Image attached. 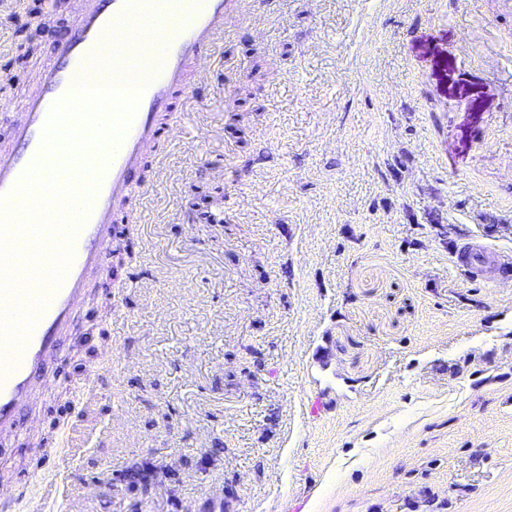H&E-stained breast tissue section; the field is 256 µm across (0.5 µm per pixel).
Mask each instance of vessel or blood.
Segmentation results:
<instances>
[{
    "label": "vessel or blood",
    "mask_w": 512,
    "mask_h": 512,
    "mask_svg": "<svg viewBox=\"0 0 512 512\" xmlns=\"http://www.w3.org/2000/svg\"><path fill=\"white\" fill-rule=\"evenodd\" d=\"M234 0H183L171 9L168 0H74L71 32L57 46L53 63L35 77L34 95L15 101L0 92V113L17 147L0 151V441L18 437L32 411L52 386L66 387L54 366L68 357L73 315L84 305L89 279L105 272L117 240V221L137 224L141 214L117 216L114 205L130 191L132 175L143 158L166 141L157 115L170 111L174 97L199 104L196 87L187 83L189 69L205 72L221 40L237 22ZM159 41L160 59L146 65L133 92L102 86L81 87V78L96 64L106 44L113 62L127 66V33ZM69 120L77 146L86 158L84 174H69L67 199L71 219L54 220L55 198L31 191V174L46 164V153L62 120ZM41 250L56 266L47 281H35L28 255ZM468 278L491 286L512 278V255L471 242L454 255ZM39 481L36 512H52L64 497L51 475L59 459L36 449Z\"/></svg>",
    "instance_id": "vessel-or-blood-1"
}]
</instances>
